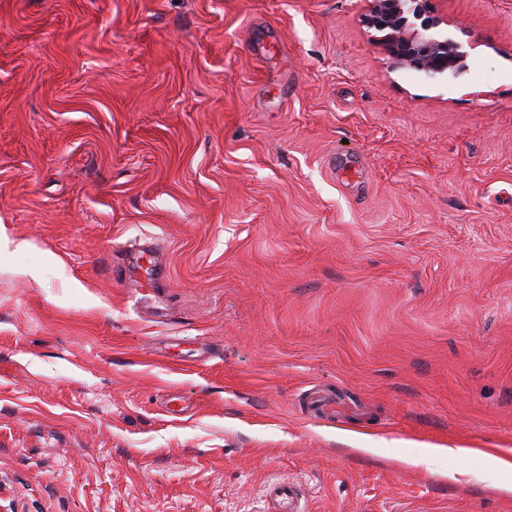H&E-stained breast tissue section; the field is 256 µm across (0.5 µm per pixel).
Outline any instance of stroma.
<instances>
[{"mask_svg": "<svg viewBox=\"0 0 512 512\" xmlns=\"http://www.w3.org/2000/svg\"><path fill=\"white\" fill-rule=\"evenodd\" d=\"M435 5L428 78L369 0H0V512H512L414 463L512 452V0ZM448 453H452L458 458H466L473 454H480L483 456L489 463L498 467L499 469L505 471L512 477V461L510 458H505L497 453L494 450L490 451H479L472 448H446L442 446H431L430 448H425L422 455L417 457L414 460L416 465H423L427 468H431L434 466L439 459L442 457L448 456ZM296 485L288 481L274 483L269 488V496L274 498L278 507L284 508L279 512H299L295 507Z\"/></svg>", "mask_w": 512, "mask_h": 512, "instance_id": "1", "label": "stroma"}]
</instances>
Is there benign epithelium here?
<instances>
[{
    "mask_svg": "<svg viewBox=\"0 0 512 512\" xmlns=\"http://www.w3.org/2000/svg\"><path fill=\"white\" fill-rule=\"evenodd\" d=\"M433 0H372L369 28L397 66H409L428 77L456 71L466 52L439 27L444 19Z\"/></svg>",
    "mask_w": 512,
    "mask_h": 512,
    "instance_id": "1",
    "label": "benign epithelium"
}]
</instances>
